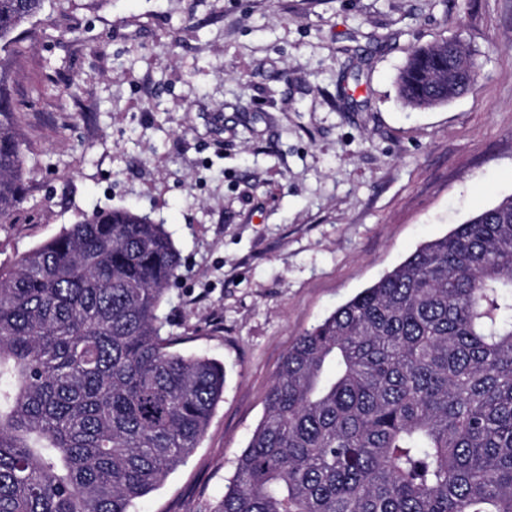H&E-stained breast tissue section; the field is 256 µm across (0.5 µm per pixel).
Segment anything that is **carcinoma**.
I'll return each instance as SVG.
<instances>
[{"mask_svg": "<svg viewBox=\"0 0 512 512\" xmlns=\"http://www.w3.org/2000/svg\"><path fill=\"white\" fill-rule=\"evenodd\" d=\"M44 3L0 0V224L26 200L9 61ZM476 76L446 41L398 92L431 108ZM179 269L129 208L0 266V512H132L199 447L224 366L163 334ZM212 512H512V196L299 337Z\"/></svg>", "mask_w": 512, "mask_h": 512, "instance_id": "obj_1", "label": "carcinoma"}]
</instances>
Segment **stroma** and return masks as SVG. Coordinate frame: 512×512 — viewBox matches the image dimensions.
<instances>
[{
    "mask_svg": "<svg viewBox=\"0 0 512 512\" xmlns=\"http://www.w3.org/2000/svg\"><path fill=\"white\" fill-rule=\"evenodd\" d=\"M22 32L27 199L0 265L136 209L180 252L178 351L224 366L199 447L133 512H211L296 340L512 195V0H47ZM442 40L472 91L405 107L400 68Z\"/></svg>",
    "mask_w": 512,
    "mask_h": 512,
    "instance_id": "stroma-1",
    "label": "stroma"
}]
</instances>
